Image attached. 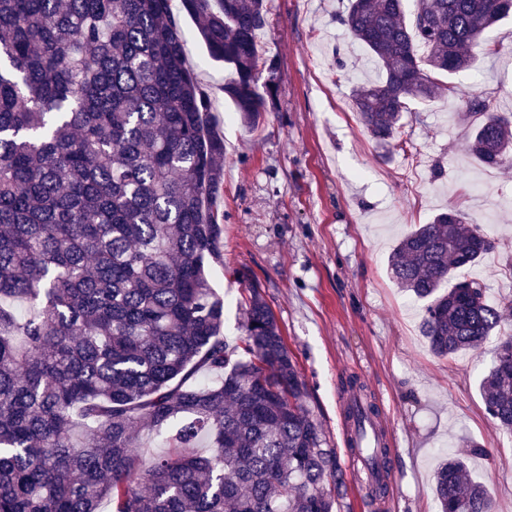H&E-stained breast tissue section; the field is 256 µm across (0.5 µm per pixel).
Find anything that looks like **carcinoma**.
Returning <instances> with one entry per match:
<instances>
[{
	"label": "carcinoma",
	"mask_w": 512,
	"mask_h": 512,
	"mask_svg": "<svg viewBox=\"0 0 512 512\" xmlns=\"http://www.w3.org/2000/svg\"><path fill=\"white\" fill-rule=\"evenodd\" d=\"M0 0V512H334L336 449L307 406L277 319L246 299L244 337L224 340V136L188 69L179 13L233 69L224 95L256 127L275 87L258 41L266 0ZM512 0H348L336 21L380 73L355 111L381 146L412 100L496 52L486 33ZM466 151L512 164V118L480 94ZM495 249L458 209L398 241L397 284L426 301L434 354L481 346L512 319L477 278L444 288ZM30 313L19 314L20 306ZM512 431V338L481 383ZM374 405L348 408L360 431ZM150 427L165 450L144 463ZM202 442L206 451L195 450ZM351 447L386 466L387 448ZM478 443L435 471L439 512H494L468 474ZM332 482L336 496L325 492ZM145 490H140V485Z\"/></svg>",
	"instance_id": "carcinoma-1"
}]
</instances>
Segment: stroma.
<instances>
[{
  "instance_id": "1",
  "label": "stroma",
  "mask_w": 512,
  "mask_h": 512,
  "mask_svg": "<svg viewBox=\"0 0 512 512\" xmlns=\"http://www.w3.org/2000/svg\"><path fill=\"white\" fill-rule=\"evenodd\" d=\"M342 7L270 0L260 41L275 62L276 92L254 129L224 96L230 70L209 59L194 20L180 17L187 66L224 136V263L212 271L224 337L242 336L244 302L258 286L337 450L341 512H438L434 472L470 442L487 450L468 460L473 481L489 488L496 512H512V434L493 426L479 391L494 341L434 355L420 329L423 301L388 268L400 236L457 207L454 188L468 180L466 212L496 245L470 274L491 303L512 301V166L488 168L465 152L472 120L463 104L477 92L490 111L512 114V19L489 33L499 54L454 77L453 93L409 103L386 156L350 113L353 87L377 71L337 23ZM358 394L378 408L389 468L403 478L375 498L348 449L345 398Z\"/></svg>"
}]
</instances>
